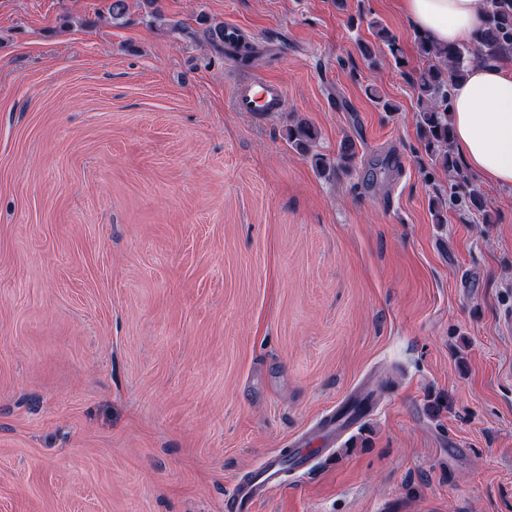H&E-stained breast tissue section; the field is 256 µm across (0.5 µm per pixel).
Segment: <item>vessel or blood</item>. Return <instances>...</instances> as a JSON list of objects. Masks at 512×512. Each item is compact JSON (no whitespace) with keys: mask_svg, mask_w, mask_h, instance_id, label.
Returning <instances> with one entry per match:
<instances>
[{"mask_svg":"<svg viewBox=\"0 0 512 512\" xmlns=\"http://www.w3.org/2000/svg\"><path fill=\"white\" fill-rule=\"evenodd\" d=\"M284 96L282 85L261 77L239 82L233 93V108L238 112H275ZM356 412L354 419L337 417L335 412L325 413L313 437L299 441L290 455L273 452L239 477L233 492L224 500V512H252L254 504L277 491L285 484L287 470L304 471L328 443L353 428L355 420L363 419Z\"/></svg>","mask_w":512,"mask_h":512,"instance_id":"b4317fda","label":"vessel or blood"}]
</instances>
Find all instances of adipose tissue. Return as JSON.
<instances>
[{
	"mask_svg": "<svg viewBox=\"0 0 512 512\" xmlns=\"http://www.w3.org/2000/svg\"><path fill=\"white\" fill-rule=\"evenodd\" d=\"M485 0H398L411 30L442 44L470 41L483 26ZM453 148L490 185L512 188V61L473 60L452 91Z\"/></svg>",
	"mask_w": 512,
	"mask_h": 512,
	"instance_id": "ef3b65f1",
	"label": "adipose tissue"
}]
</instances>
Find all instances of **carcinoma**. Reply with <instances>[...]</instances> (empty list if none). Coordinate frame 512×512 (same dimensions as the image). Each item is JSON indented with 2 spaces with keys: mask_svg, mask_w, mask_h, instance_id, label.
I'll list each match as a JSON object with an SVG mask.
<instances>
[{
  "mask_svg": "<svg viewBox=\"0 0 512 512\" xmlns=\"http://www.w3.org/2000/svg\"><path fill=\"white\" fill-rule=\"evenodd\" d=\"M128 11V0H112L108 6V15L97 17V21L119 24L127 20ZM370 27L375 30L376 38L387 46L395 64L401 65L404 56L395 35L379 21L370 22ZM203 38L214 49L224 50V24L206 27ZM417 47L419 55L426 60L425 67L414 78L419 135L434 165L449 172L456 165L451 153L453 135L449 122L453 84L465 76V67L472 55L478 54L485 61L496 63L512 51V0H486L484 26L473 41L467 44L444 45L427 36H420L417 38ZM316 138V130L305 122L295 121L287 128L289 145L304 155L312 154L315 168L322 172L329 163L323 155L311 153ZM449 205L478 213L482 219H487L483 195L470 182L463 190L458 183L451 185L448 198L434 202L433 216L436 223L445 222L444 210Z\"/></svg>",
  "mask_w": 512,
  "mask_h": 512,
  "instance_id": "carcinoma-1",
  "label": "carcinoma"
}]
</instances>
